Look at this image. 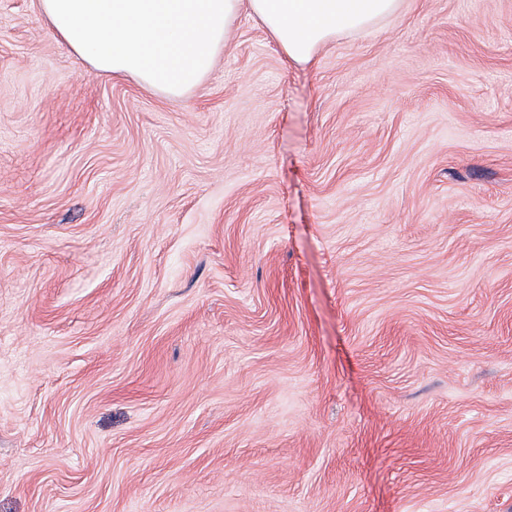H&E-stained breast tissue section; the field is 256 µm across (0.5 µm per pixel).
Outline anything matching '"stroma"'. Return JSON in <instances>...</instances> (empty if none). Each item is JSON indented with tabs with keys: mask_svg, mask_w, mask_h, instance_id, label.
Returning a JSON list of instances; mask_svg holds the SVG:
<instances>
[{
	"mask_svg": "<svg viewBox=\"0 0 512 512\" xmlns=\"http://www.w3.org/2000/svg\"><path fill=\"white\" fill-rule=\"evenodd\" d=\"M0 512H512V0L179 98L0 0Z\"/></svg>",
	"mask_w": 512,
	"mask_h": 512,
	"instance_id": "obj_1",
	"label": "stroma"
}]
</instances>
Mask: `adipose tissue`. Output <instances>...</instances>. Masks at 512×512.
I'll return each mask as SVG.
<instances>
[{"instance_id":"obj_1","label":"adipose tissue","mask_w":512,"mask_h":512,"mask_svg":"<svg viewBox=\"0 0 512 512\" xmlns=\"http://www.w3.org/2000/svg\"><path fill=\"white\" fill-rule=\"evenodd\" d=\"M52 34L95 69L179 97L198 88L240 13L286 56L312 62L340 30L396 14L401 0H38Z\"/></svg>"}]
</instances>
